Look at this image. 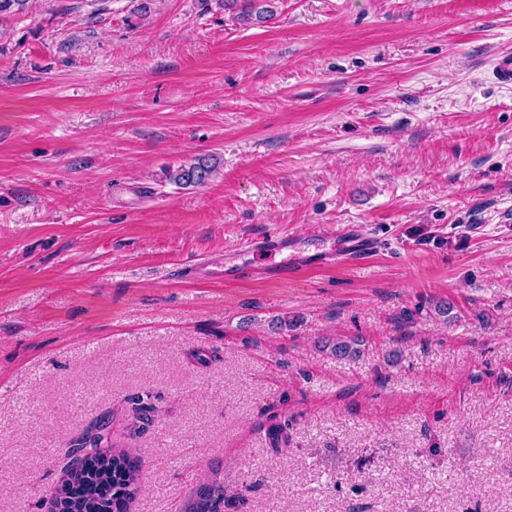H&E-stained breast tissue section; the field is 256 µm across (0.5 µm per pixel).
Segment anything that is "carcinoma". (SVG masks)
I'll list each match as a JSON object with an SVG mask.
<instances>
[{
	"mask_svg": "<svg viewBox=\"0 0 512 512\" xmlns=\"http://www.w3.org/2000/svg\"><path fill=\"white\" fill-rule=\"evenodd\" d=\"M231 9L240 6L239 17L247 22L272 19V0H220ZM217 174V167L205 157L194 158L166 170V178L183 188L208 183ZM336 357L357 359L361 350L356 343L338 341L333 346ZM109 421L95 425V434L89 435L71 451L84 460L74 461L59 484L49 492L50 503L59 512H134L138 491L144 475L142 461L124 449H101L108 439ZM195 512H217L224 498L220 488L203 487L196 493Z\"/></svg>",
	"mask_w": 512,
	"mask_h": 512,
	"instance_id": "cac0c4a2",
	"label": "carcinoma"
}]
</instances>
